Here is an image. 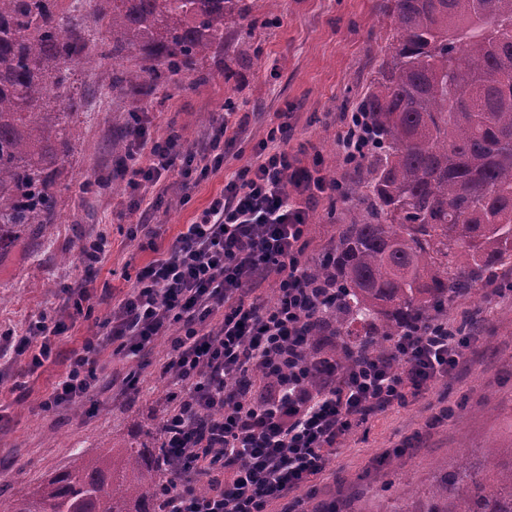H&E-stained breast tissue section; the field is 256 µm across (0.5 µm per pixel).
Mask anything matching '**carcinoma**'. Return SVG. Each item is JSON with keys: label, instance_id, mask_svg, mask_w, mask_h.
I'll return each instance as SVG.
<instances>
[{"label": "carcinoma", "instance_id": "1", "mask_svg": "<svg viewBox=\"0 0 512 512\" xmlns=\"http://www.w3.org/2000/svg\"><path fill=\"white\" fill-rule=\"evenodd\" d=\"M67 0H0V249L60 213L65 162L80 133L71 64L83 58ZM112 34L106 91L134 86L136 53L154 88L195 72L245 0H88ZM389 54L359 105L375 148L362 155L356 217L311 266L336 289L312 338L344 365L382 354L406 330L512 272V0H381ZM460 462L393 512H512V466ZM169 474L162 430L19 488L10 512H159Z\"/></svg>", "mask_w": 512, "mask_h": 512}]
</instances>
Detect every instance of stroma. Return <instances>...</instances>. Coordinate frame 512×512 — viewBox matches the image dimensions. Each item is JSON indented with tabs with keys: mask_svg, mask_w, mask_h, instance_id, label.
Here are the masks:
<instances>
[{
	"mask_svg": "<svg viewBox=\"0 0 512 512\" xmlns=\"http://www.w3.org/2000/svg\"><path fill=\"white\" fill-rule=\"evenodd\" d=\"M248 17L230 29L223 48L203 61L206 80L183 75L175 90H148L122 97L106 93V68L73 66L81 100L71 120L81 130L68 157L64 181L66 205L49 238L38 229L0 250V331L23 335L41 313L57 312L67 326L55 337L57 356L38 369L15 352L0 358V512H9L18 485L36 488L69 468L77 453H99L102 445L123 448L135 436L159 426L168 406V387L156 365L166 346L157 344L138 366L111 359L119 375L136 371L138 391L121 392L104 383L82 401V412L40 406L66 370L65 357L97 333L119 300L134 286L137 271L156 251L166 250L183 225L191 223L224 188L240 166L253 159L269 127L287 113L288 143L302 164L318 167L347 189L357 171L336 159L343 117L355 111L384 57L391 21L380 0H281L268 10L265 0H251ZM236 106L238 137L224 149V164L207 176L183 182L169 173L150 195L157 207L151 221L155 237L144 236L140 216L130 208L127 190H98V181L121 175L116 139H127L133 116L147 114L150 137L161 141L178 133L184 147L196 151L198 165L213 130L224 118L225 99ZM351 221L348 204L323 196L311 213L309 258L335 248L336 228ZM105 236L108 252L96 276L79 260L83 239ZM85 286L94 301L86 315L67 306V288ZM483 320L481 340L466 350L460 370L437 382L418 398L394 406L350 434L330 457L316 486L321 504L339 512H390L403 484L424 489L432 474L452 470L461 459L479 464L488 443L501 448L502 462L512 461V298L497 299L479 290L448 313L455 325L469 316ZM450 405L453 415L434 429L428 417Z\"/></svg>",
	"mask_w": 512,
	"mask_h": 512,
	"instance_id": "obj_1",
	"label": "stroma"
}]
</instances>
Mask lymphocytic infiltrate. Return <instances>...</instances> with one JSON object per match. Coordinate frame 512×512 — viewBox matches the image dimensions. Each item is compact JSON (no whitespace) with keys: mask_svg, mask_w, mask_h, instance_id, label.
I'll return each instance as SVG.
<instances>
[{"mask_svg":"<svg viewBox=\"0 0 512 512\" xmlns=\"http://www.w3.org/2000/svg\"><path fill=\"white\" fill-rule=\"evenodd\" d=\"M291 130L285 121L272 126L255 160L139 269L103 334L70 352L41 402L47 411L70 407L106 379L105 354L132 361L166 341L158 374L169 386L163 422L173 466L162 512H271L275 504L304 512L337 443L373 414L447 380L470 344L418 328L359 364L306 358V327L324 298L305 256L310 214L343 186L287 150ZM178 140H153L135 120L121 162L131 194L145 199L176 169L191 178L194 157ZM268 278L274 300L250 298ZM62 327L42 314L26 336L1 331L0 351L21 342L38 368L53 357Z\"/></svg>","mask_w":512,"mask_h":512,"instance_id":"lymphocytic-infiltrate-1","label":"lymphocytic infiltrate"}]
</instances>
